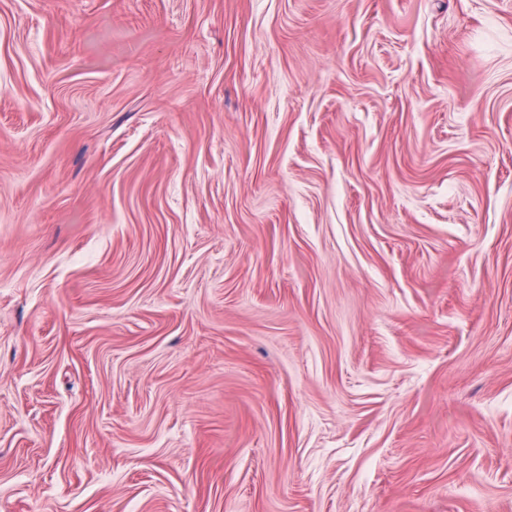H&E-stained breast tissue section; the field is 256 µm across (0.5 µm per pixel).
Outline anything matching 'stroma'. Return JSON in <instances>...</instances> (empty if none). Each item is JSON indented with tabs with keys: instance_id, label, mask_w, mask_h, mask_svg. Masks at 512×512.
I'll list each match as a JSON object with an SVG mask.
<instances>
[{
	"instance_id": "35a3bbf8",
	"label": "stroma",
	"mask_w": 512,
	"mask_h": 512,
	"mask_svg": "<svg viewBox=\"0 0 512 512\" xmlns=\"http://www.w3.org/2000/svg\"><path fill=\"white\" fill-rule=\"evenodd\" d=\"M0 512H512V0H0Z\"/></svg>"
}]
</instances>
